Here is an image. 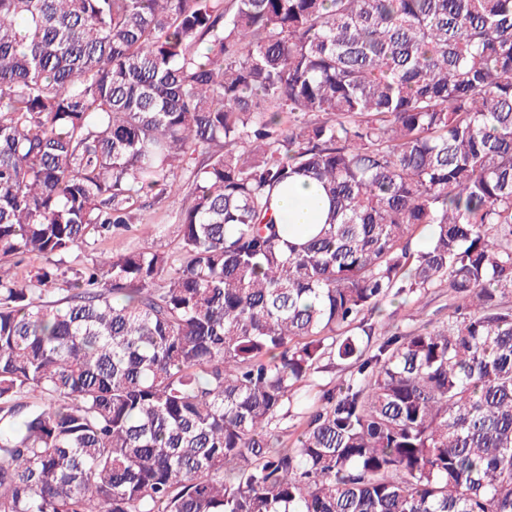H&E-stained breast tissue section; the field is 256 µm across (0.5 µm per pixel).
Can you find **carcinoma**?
<instances>
[{
  "label": "carcinoma",
  "instance_id": "cac0c4a2",
  "mask_svg": "<svg viewBox=\"0 0 512 512\" xmlns=\"http://www.w3.org/2000/svg\"><path fill=\"white\" fill-rule=\"evenodd\" d=\"M196 153L179 264L61 270ZM294 179L329 200L300 242ZM30 254L0 512H512V0H0V258ZM431 288L447 322L379 332ZM328 354L356 371L283 448ZM327 209L328 201L316 184L298 180L277 192L274 214L277 224L297 229L323 224Z\"/></svg>",
  "mask_w": 512,
  "mask_h": 512
}]
</instances>
